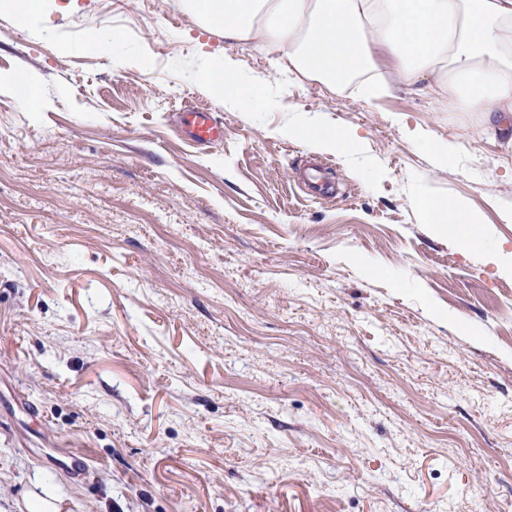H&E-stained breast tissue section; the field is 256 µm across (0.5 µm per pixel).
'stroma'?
I'll use <instances>...</instances> for the list:
<instances>
[{
	"label": "stroma",
	"instance_id": "1",
	"mask_svg": "<svg viewBox=\"0 0 512 512\" xmlns=\"http://www.w3.org/2000/svg\"><path fill=\"white\" fill-rule=\"evenodd\" d=\"M49 3L0 7V77L39 102L0 91V512L36 474L62 512H512V145L427 88L289 75L182 0ZM214 60L265 105L209 96ZM188 106L223 145L190 144ZM315 120L356 152L284 134ZM35 84L34 78L24 71L0 79V89L7 90L32 107H34L33 103L35 102L32 95ZM420 202L427 223L454 224L456 227L463 228L464 236L468 241L480 240L479 229L474 224L481 223L477 222L460 200L423 192L420 195Z\"/></svg>",
	"mask_w": 512,
	"mask_h": 512
}]
</instances>
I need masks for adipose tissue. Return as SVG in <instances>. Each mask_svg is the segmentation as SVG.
<instances>
[{"instance_id": "1", "label": "adipose tissue", "mask_w": 512, "mask_h": 512, "mask_svg": "<svg viewBox=\"0 0 512 512\" xmlns=\"http://www.w3.org/2000/svg\"><path fill=\"white\" fill-rule=\"evenodd\" d=\"M183 7L197 26L277 54L290 74L333 91L349 77L423 84L449 111L478 113L491 137L512 139V0H184ZM199 79L240 111L264 104L259 89L226 65L209 64ZM286 134L318 152L357 146L347 130L320 122ZM420 202L428 223L461 227L479 241L460 200L424 192Z\"/></svg>"}]
</instances>
